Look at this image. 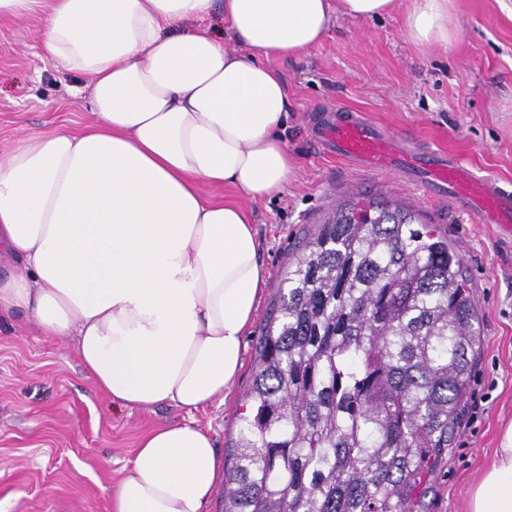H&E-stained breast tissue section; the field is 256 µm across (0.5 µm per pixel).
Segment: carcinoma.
<instances>
[{"label":"carcinoma","mask_w":512,"mask_h":512,"mask_svg":"<svg viewBox=\"0 0 512 512\" xmlns=\"http://www.w3.org/2000/svg\"><path fill=\"white\" fill-rule=\"evenodd\" d=\"M448 237L357 202L280 276L224 469V512H412L482 344Z\"/></svg>","instance_id":"cac0c4a2"}]
</instances>
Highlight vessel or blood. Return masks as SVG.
<instances>
[{
	"label": "vessel or blood",
	"mask_w": 512,
	"mask_h": 512,
	"mask_svg": "<svg viewBox=\"0 0 512 512\" xmlns=\"http://www.w3.org/2000/svg\"><path fill=\"white\" fill-rule=\"evenodd\" d=\"M316 140L356 168L396 173L424 195L420 201L401 200L383 182L373 193L381 207L409 210L433 223L445 222L448 212H466L494 225L500 236L512 238V189L497 179L476 175L451 154L407 144L394 131L348 111L319 124Z\"/></svg>",
	"instance_id": "vessel-or-blood-1"
}]
</instances>
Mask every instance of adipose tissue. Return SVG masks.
I'll list each match as a JSON object with an SVG mask.
<instances>
[{"mask_svg":"<svg viewBox=\"0 0 512 512\" xmlns=\"http://www.w3.org/2000/svg\"><path fill=\"white\" fill-rule=\"evenodd\" d=\"M395 0H0L36 16L41 55L91 88L78 132L20 138L0 161V313L24 310L71 336L87 377L128 407L196 410L223 401L266 282L230 185L283 195L297 161L283 138L288 89L268 61L300 56L336 14L373 19ZM215 18L223 34L187 28ZM419 46L456 38L454 0H413ZM224 479L195 422L144 435L109 512H205ZM512 512V425L470 498Z\"/></svg>","mask_w":512,"mask_h":512,"instance_id":"obj_1","label":"adipose tissue"}]
</instances>
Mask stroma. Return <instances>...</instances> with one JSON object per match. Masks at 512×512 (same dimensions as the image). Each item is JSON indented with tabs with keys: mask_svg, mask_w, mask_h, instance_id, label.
Segmentation results:
<instances>
[{
	"mask_svg": "<svg viewBox=\"0 0 512 512\" xmlns=\"http://www.w3.org/2000/svg\"><path fill=\"white\" fill-rule=\"evenodd\" d=\"M410 5L396 0L390 14L373 20L337 17L303 55L272 59L288 87L285 137L298 163L280 198L244 200L229 186L204 191L240 202L268 273L239 377L223 404L124 406L86 378L73 337L43 335L17 311L0 314V512H109V490L142 436L165 424L195 421L227 450L280 272L301 254L342 181L372 186L370 175L348 169L314 140V122L335 106L447 150L478 175L512 183V0H455L457 39L449 50L408 40ZM41 32L36 17L0 21V158L23 135L77 132L93 121L84 80L43 60ZM439 230L463 259L482 345L462 421L413 510L468 512L470 490L512 424V239L464 212Z\"/></svg>",
	"mask_w": 512,
	"mask_h": 512,
	"instance_id": "35a3bbf8",
	"label": "stroma"
}]
</instances>
